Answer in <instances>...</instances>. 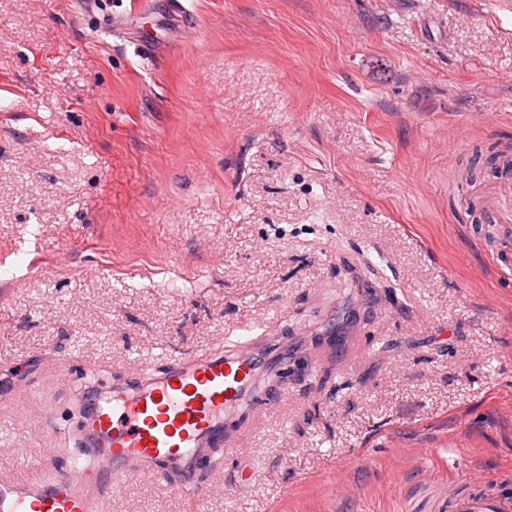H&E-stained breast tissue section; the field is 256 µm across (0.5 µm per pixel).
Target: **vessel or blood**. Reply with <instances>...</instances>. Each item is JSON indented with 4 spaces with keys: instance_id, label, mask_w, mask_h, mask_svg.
<instances>
[{
    "instance_id": "b4317fda",
    "label": "vessel or blood",
    "mask_w": 512,
    "mask_h": 512,
    "mask_svg": "<svg viewBox=\"0 0 512 512\" xmlns=\"http://www.w3.org/2000/svg\"><path fill=\"white\" fill-rule=\"evenodd\" d=\"M248 343L226 352L190 354L164 370L144 373L137 387H112L83 405L71 432L81 455L70 465L46 463L24 480L0 478V512H100L104 496L140 473L175 475L182 495L195 498L208 451L224 446L228 416L266 409ZM502 475H471L451 512H512Z\"/></svg>"
}]
</instances>
